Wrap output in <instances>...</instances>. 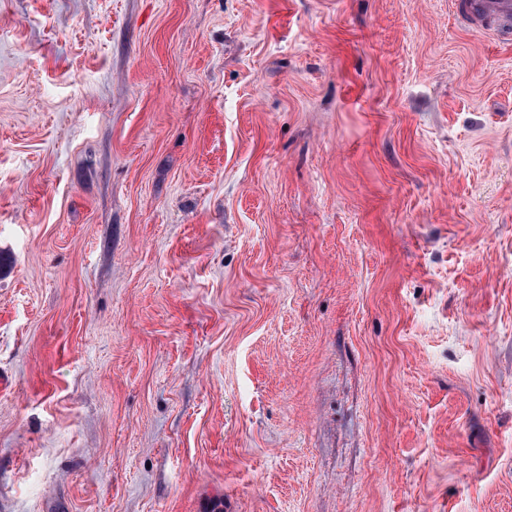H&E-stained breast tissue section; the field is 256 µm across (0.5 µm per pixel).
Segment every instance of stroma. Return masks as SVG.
Returning <instances> with one entry per match:
<instances>
[{"instance_id":"1","label":"stroma","mask_w":512,"mask_h":512,"mask_svg":"<svg viewBox=\"0 0 512 512\" xmlns=\"http://www.w3.org/2000/svg\"><path fill=\"white\" fill-rule=\"evenodd\" d=\"M0 512H512V43L448 0H0Z\"/></svg>"}]
</instances>
